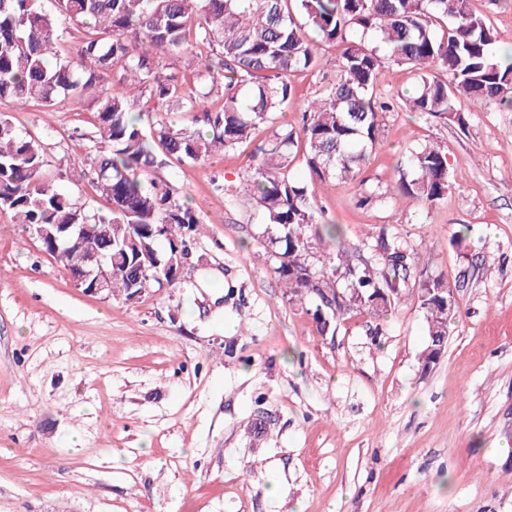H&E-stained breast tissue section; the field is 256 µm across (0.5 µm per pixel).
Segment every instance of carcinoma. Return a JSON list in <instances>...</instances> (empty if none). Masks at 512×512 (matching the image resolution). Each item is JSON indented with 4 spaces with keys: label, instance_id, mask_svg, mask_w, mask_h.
<instances>
[{
    "label": "carcinoma",
    "instance_id": "obj_1",
    "mask_svg": "<svg viewBox=\"0 0 512 512\" xmlns=\"http://www.w3.org/2000/svg\"><path fill=\"white\" fill-rule=\"evenodd\" d=\"M61 19L92 30L65 58L56 51ZM368 31L386 54L358 38ZM496 41L469 0H0V99L50 106L60 95L97 92L96 152L79 163L109 202L90 210L61 191L45 175L39 139L0 116V212L25 228L90 225L79 250L44 249L68 267L82 254L111 253V290L129 301L155 284L173 286L169 261L187 256V237L202 218L167 182L145 183L137 173L251 145L253 130L288 107L290 73L321 69L318 43H342L339 74L308 103L302 133L275 131L254 146L244 195L261 212L267 254L289 300L314 301L320 335L350 313L379 319L408 294L427 326L426 370L444 353L455 317L448 293H438L450 284L430 278L407 293L418 252L394 243H383L379 272L354 262L340 226L323 222L289 159L302 151L312 181L356 180L382 114L394 108L377 95L391 63L416 71L406 107L429 118L466 126L461 96L511 107L512 53H495ZM164 56L186 59L193 79L161 75ZM115 71L130 76L123 92L112 90ZM145 95L153 112L172 104L192 115L190 123L156 117L144 127L132 105ZM398 173L394 191L415 203L433 204L455 189L438 144L410 151Z\"/></svg>",
    "mask_w": 512,
    "mask_h": 512
}]
</instances>
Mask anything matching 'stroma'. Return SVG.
Listing matches in <instances>:
<instances>
[{"mask_svg": "<svg viewBox=\"0 0 512 512\" xmlns=\"http://www.w3.org/2000/svg\"><path fill=\"white\" fill-rule=\"evenodd\" d=\"M512 46V0H469ZM325 70L291 73L285 112L256 129L300 128ZM394 67L379 142L357 180L291 172L356 256L382 238L418 250L423 276L455 284L456 316L431 369L411 298L382 323L337 318L319 335L265 254V226L233 197L248 148L154 169L202 217L181 280L129 301L78 288L0 213V512H512V108L461 100L466 129L402 102ZM38 138L73 199L106 209L75 165L93 150L92 97L0 114ZM445 146L455 189L432 205L388 193L408 150Z\"/></svg>", "mask_w": 512, "mask_h": 512, "instance_id": "obj_1", "label": "stroma"}]
</instances>
